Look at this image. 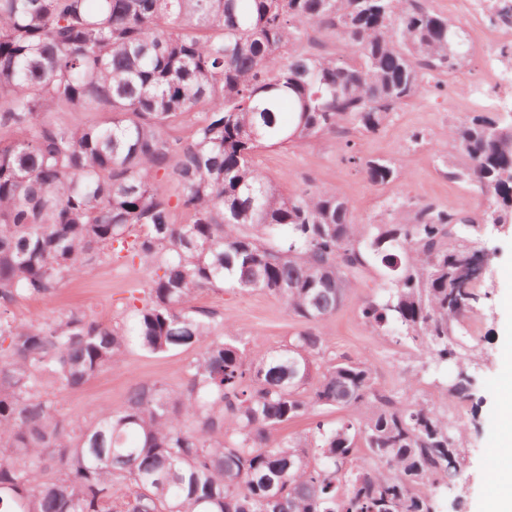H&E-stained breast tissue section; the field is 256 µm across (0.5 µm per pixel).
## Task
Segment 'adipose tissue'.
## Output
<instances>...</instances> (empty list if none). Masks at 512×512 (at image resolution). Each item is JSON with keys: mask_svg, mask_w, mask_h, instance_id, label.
Instances as JSON below:
<instances>
[{"mask_svg": "<svg viewBox=\"0 0 512 512\" xmlns=\"http://www.w3.org/2000/svg\"><path fill=\"white\" fill-rule=\"evenodd\" d=\"M507 375L495 392V407L502 424L493 448L500 466L495 474L497 491L486 512H512V356L505 361Z\"/></svg>", "mask_w": 512, "mask_h": 512, "instance_id": "obj_1", "label": "adipose tissue"}]
</instances>
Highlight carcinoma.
I'll use <instances>...</instances> for the list:
<instances>
[{"label":"carcinoma","mask_w":512,"mask_h":512,"mask_svg":"<svg viewBox=\"0 0 512 512\" xmlns=\"http://www.w3.org/2000/svg\"><path fill=\"white\" fill-rule=\"evenodd\" d=\"M469 50L425 0H0V512H429L462 430L430 400L381 394L367 363L325 358L319 325L374 269L363 322L457 361L448 393L473 397L458 327L487 293L466 234L512 217V125L449 133L442 172L490 201L480 216L407 198L363 222L332 188L285 193L256 156L376 134ZM187 121L188 139L170 135ZM121 258L150 272L131 324L7 315ZM224 288L268 293L306 327L250 349L192 305ZM132 343L195 351L184 388L136 382L91 425L43 399V376L79 388ZM331 409L350 415L319 419Z\"/></svg>","instance_id":"obj_1"}]
</instances>
